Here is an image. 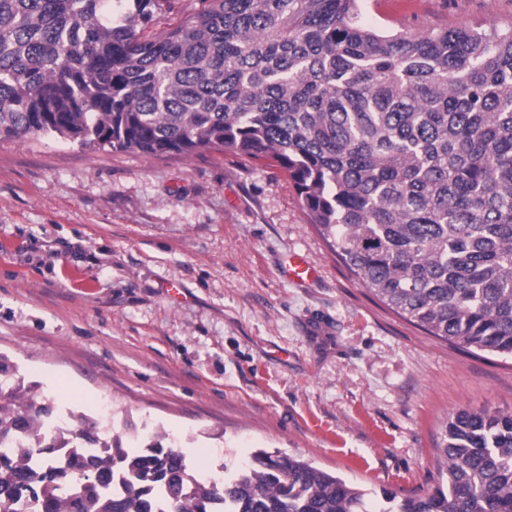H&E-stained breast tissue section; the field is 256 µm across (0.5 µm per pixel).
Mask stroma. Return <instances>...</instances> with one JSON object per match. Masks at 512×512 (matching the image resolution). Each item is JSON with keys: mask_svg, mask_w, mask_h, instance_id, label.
I'll use <instances>...</instances> for the list:
<instances>
[{"mask_svg": "<svg viewBox=\"0 0 512 512\" xmlns=\"http://www.w3.org/2000/svg\"><path fill=\"white\" fill-rule=\"evenodd\" d=\"M386 34L512 24V0H362ZM306 257L302 287L283 267ZM184 286L172 301L167 282ZM0 354L59 407L166 430L214 477L260 449L383 491L438 483L459 409L512 412V360L467 353L381 303L280 169L0 140ZM283 271L288 280L301 285L311 283L318 277L316 268L300 255H292Z\"/></svg>", "mask_w": 512, "mask_h": 512, "instance_id": "stroma-1", "label": "stroma"}]
</instances>
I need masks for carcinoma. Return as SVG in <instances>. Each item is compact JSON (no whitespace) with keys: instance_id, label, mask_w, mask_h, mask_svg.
I'll return each mask as SVG.
<instances>
[{"instance_id":"obj_1","label":"carcinoma","mask_w":512,"mask_h":512,"mask_svg":"<svg viewBox=\"0 0 512 512\" xmlns=\"http://www.w3.org/2000/svg\"><path fill=\"white\" fill-rule=\"evenodd\" d=\"M0 0V139L148 157L231 152L282 169L382 303L462 351L512 359V26L384 35L359 0ZM0 355V512H370L353 484L259 450L199 479L169 435L99 451ZM439 482L379 512H512V414L460 410ZM170 7L162 11L148 34L158 33L179 24L188 14L201 9L200 0H169Z\"/></svg>"}]
</instances>
